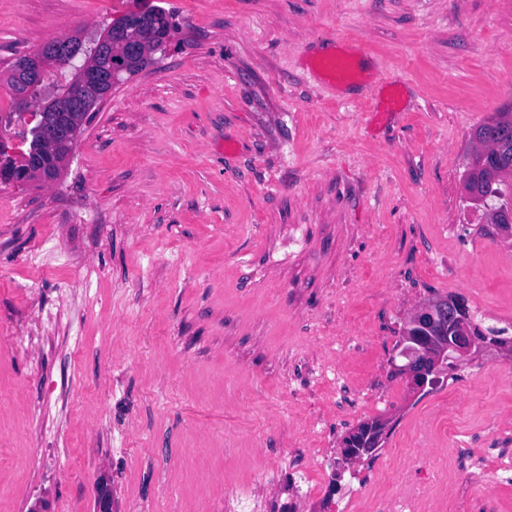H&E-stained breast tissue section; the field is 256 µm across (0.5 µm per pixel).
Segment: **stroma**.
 Returning a JSON list of instances; mask_svg holds the SVG:
<instances>
[{
  "instance_id": "35a3bbf8",
  "label": "stroma",
  "mask_w": 512,
  "mask_h": 512,
  "mask_svg": "<svg viewBox=\"0 0 512 512\" xmlns=\"http://www.w3.org/2000/svg\"><path fill=\"white\" fill-rule=\"evenodd\" d=\"M132 2L0 0V70ZM149 2L167 51L53 183L0 182V512H97L101 485L112 512L220 507L225 477L373 420L380 453L315 488L448 469L433 512H512V484L469 480L512 462V345L419 392L395 368L436 298L512 325V239L462 196L472 131L512 110V0ZM326 46L370 66L327 86ZM144 10L151 12L153 16V30L155 31L157 39H159L160 42L168 43L171 32L175 26L171 23L172 16L170 13L160 6H152L146 9L131 11L117 20L121 21L125 26H128L129 29L136 28L138 30L143 22L141 12Z\"/></svg>"
}]
</instances>
